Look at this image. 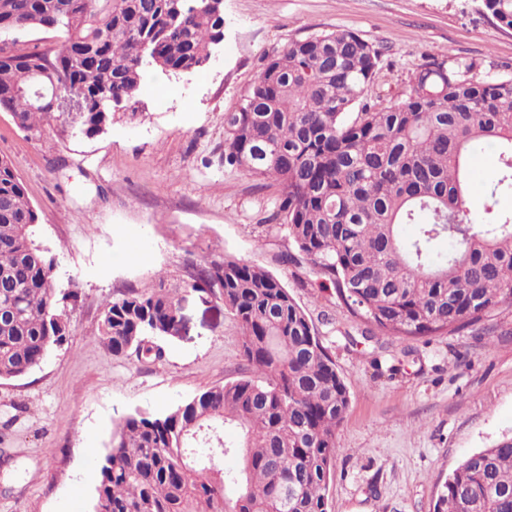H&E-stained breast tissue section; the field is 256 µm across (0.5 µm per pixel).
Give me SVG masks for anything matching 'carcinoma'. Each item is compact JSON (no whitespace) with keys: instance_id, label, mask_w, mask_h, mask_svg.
Masks as SVG:
<instances>
[{"instance_id":"1","label":"carcinoma","mask_w":512,"mask_h":512,"mask_svg":"<svg viewBox=\"0 0 512 512\" xmlns=\"http://www.w3.org/2000/svg\"><path fill=\"white\" fill-rule=\"evenodd\" d=\"M512 30V0H484ZM35 29L48 47L21 44ZM224 37L202 0H15L0 14V112L39 134L56 118L17 95L42 72L82 96L73 134L112 126L100 100L132 101L150 71L167 77L206 66ZM378 69L371 44L322 31L263 59L239 108L224 114V166L278 187L295 252L372 337L437 336L512 306V214L475 213L465 196L469 156L493 146L490 193L512 192V78L471 75L473 65L426 57L389 104L369 101ZM37 214L12 162L0 157V379L22 377L70 336L57 297V259L33 238ZM417 226L404 240L400 228ZM448 239L446 254L434 244ZM221 289L241 333L244 376L161 413L136 410L115 425L93 494L99 512H328L339 452L336 430L350 397L313 323L281 279L224 257L199 269L191 290ZM178 289L128 292L103 303L97 336L113 355L159 359L179 337ZM239 429L240 440L225 428ZM236 449L240 486L207 474L201 454ZM434 512H512V436L465 458Z\"/></svg>"}]
</instances>
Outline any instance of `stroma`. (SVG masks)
Listing matches in <instances>:
<instances>
[{
  "mask_svg": "<svg viewBox=\"0 0 512 512\" xmlns=\"http://www.w3.org/2000/svg\"><path fill=\"white\" fill-rule=\"evenodd\" d=\"M350 30L373 45L372 101L388 104L422 59L512 76V31L483 0H224L220 58L179 78L152 77L102 135L61 122L41 136L0 112L8 157L38 214L36 242L58 260L70 336L25 376L0 379V512H89L99 459L119 419L155 413L240 376L239 330L219 293L199 297L196 267L232 256L282 279L312 320L349 391L327 488L330 512H433L468 455L512 435V307L429 339L365 336L274 216L277 187L224 165V115L265 55L313 33ZM494 149L470 159L471 204L512 213L490 195ZM180 291L183 328L162 358L109 353L95 335L105 300Z\"/></svg>",
  "mask_w": 512,
  "mask_h": 512,
  "instance_id": "35a3bbf8",
  "label": "stroma"
}]
</instances>
